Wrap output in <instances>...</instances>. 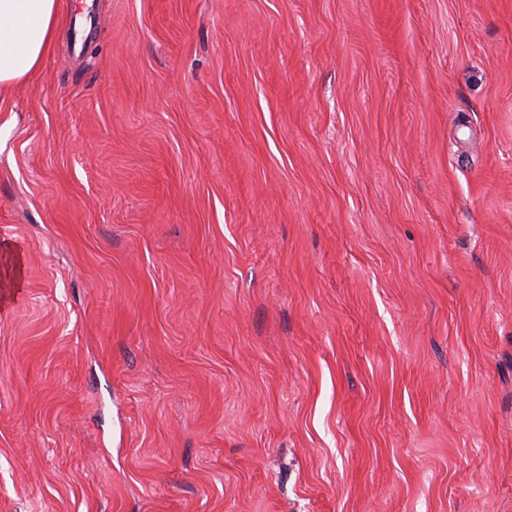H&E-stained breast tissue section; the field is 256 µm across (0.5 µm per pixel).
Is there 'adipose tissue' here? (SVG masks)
<instances>
[{
  "instance_id": "1",
  "label": "adipose tissue",
  "mask_w": 512,
  "mask_h": 512,
  "mask_svg": "<svg viewBox=\"0 0 512 512\" xmlns=\"http://www.w3.org/2000/svg\"><path fill=\"white\" fill-rule=\"evenodd\" d=\"M59 28L58 0H0V92L43 64Z\"/></svg>"
}]
</instances>
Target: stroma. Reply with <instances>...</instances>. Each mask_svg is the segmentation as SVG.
<instances>
[{"label":"stroma","instance_id":"35a3bbf8","mask_svg":"<svg viewBox=\"0 0 512 512\" xmlns=\"http://www.w3.org/2000/svg\"><path fill=\"white\" fill-rule=\"evenodd\" d=\"M0 94V512H512V0H91Z\"/></svg>","mask_w":512,"mask_h":512}]
</instances>
